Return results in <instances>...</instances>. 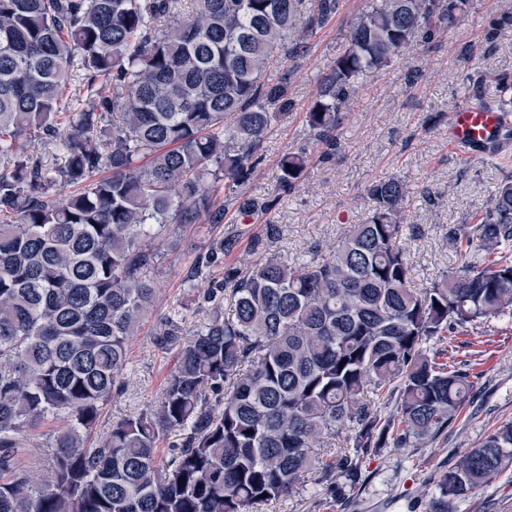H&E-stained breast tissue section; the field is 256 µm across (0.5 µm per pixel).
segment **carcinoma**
Wrapping results in <instances>:
<instances>
[{
  "instance_id": "cac0c4a2",
  "label": "carcinoma",
  "mask_w": 512,
  "mask_h": 512,
  "mask_svg": "<svg viewBox=\"0 0 512 512\" xmlns=\"http://www.w3.org/2000/svg\"><path fill=\"white\" fill-rule=\"evenodd\" d=\"M337 2L0 0V512H254L313 470L358 485L377 449L421 447L469 401L476 359L448 363L431 345L512 317V179L484 216L450 231L458 270L417 288L401 246L415 229L409 191L392 177L368 187L366 219L327 254L225 271L222 287L193 296L209 317L191 336L171 313L155 335L177 350L158 403L89 443L156 301L143 277L155 242L203 215L224 220L222 187L246 180L293 107L294 67L275 82L264 71L299 55ZM469 7L381 0L355 15L306 113L310 144L278 161L281 187L297 188L316 149L334 154L358 77L451 32ZM76 67L88 109L69 92ZM60 137L57 190L34 149ZM474 250L492 258L474 265ZM218 262L198 254L190 281ZM387 396L395 409L382 415ZM50 417L62 426L46 471L20 467L21 437ZM345 429L354 453L332 464L321 446ZM509 467L512 422L441 473L432 512Z\"/></svg>"
}]
</instances>
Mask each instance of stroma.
Masks as SVG:
<instances>
[{"mask_svg": "<svg viewBox=\"0 0 512 512\" xmlns=\"http://www.w3.org/2000/svg\"><path fill=\"white\" fill-rule=\"evenodd\" d=\"M376 2L339 0L332 21L306 41L290 89L292 113L272 124L257 149L263 161L241 188L272 201V209L246 217L233 209L223 223L204 218L186 225L145 270L157 290L156 307L130 343L125 388L104 403L98 433H107L114 419L159 400L176 354L159 348L153 333L172 308L188 303L187 273L196 255L218 248L227 237H234L236 246L206 273V281H223L225 269L249 266L257 257L253 241L264 238L270 224L278 226L279 234L267 240V253L292 266L308 262L364 221L372 182L395 177L410 191L406 221L419 227L402 240L415 286L456 271L460 258L448 231L485 213L502 180L512 176V150L466 155L449 145L448 122L460 105L470 103L473 77L488 74L482 91L494 100L501 95L496 75L512 76V26L499 30L494 42L485 40L491 25L512 13V0H472L454 32L413 43L383 73L358 78L340 111L339 150L316 160L293 192H283L277 180L282 154L308 141L306 113L321 78L347 45L350 20ZM469 341L479 353L480 375L447 433L421 448L380 449L367 459L369 476L358 487L328 486L314 472L288 497L258 506L257 512H429L439 472L461 449L512 421V318L491 320L471 336H458L456 344ZM452 510L512 512V469L453 502Z\"/></svg>", "mask_w": 512, "mask_h": 512, "instance_id": "35a3bbf8", "label": "stroma"}]
</instances>
